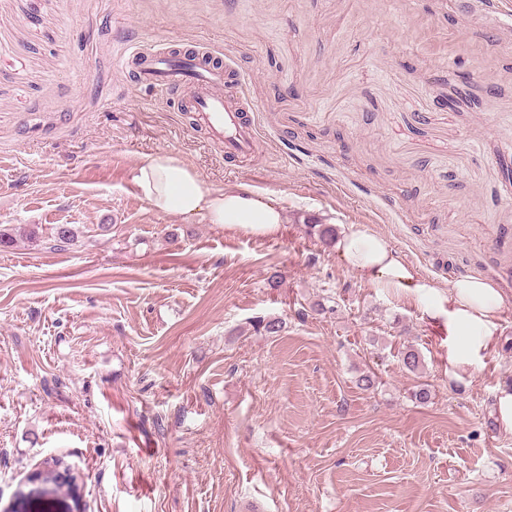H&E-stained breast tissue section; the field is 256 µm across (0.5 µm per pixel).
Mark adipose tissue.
Returning a JSON list of instances; mask_svg holds the SVG:
<instances>
[{"label": "adipose tissue", "mask_w": 512, "mask_h": 512, "mask_svg": "<svg viewBox=\"0 0 512 512\" xmlns=\"http://www.w3.org/2000/svg\"><path fill=\"white\" fill-rule=\"evenodd\" d=\"M134 180L141 196L160 213L198 217L255 236L274 235L285 222L282 209L265 194L245 185L212 188L184 160L171 154L145 156ZM337 250L351 271L373 285L413 293L423 287L414 269L397 256L383 235L352 228L342 233ZM503 308L501 292L474 275L451 279L447 290L436 293L434 310L448 320L451 364H467L471 354L499 335Z\"/></svg>", "instance_id": "adipose-tissue-1"}]
</instances>
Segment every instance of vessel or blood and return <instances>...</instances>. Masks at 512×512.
Here are the masks:
<instances>
[{"instance_id":"1","label":"vessel or blood","mask_w":512,"mask_h":512,"mask_svg":"<svg viewBox=\"0 0 512 512\" xmlns=\"http://www.w3.org/2000/svg\"><path fill=\"white\" fill-rule=\"evenodd\" d=\"M121 69L133 70L138 83L165 92H185L184 108L212 142L222 144L227 156L251 157L258 134L254 110L244 96H225L224 64L215 56L167 48L148 53L134 47L119 59Z\"/></svg>"}]
</instances>
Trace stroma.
Returning <instances> with one entry per match:
<instances>
[{
  "mask_svg": "<svg viewBox=\"0 0 512 512\" xmlns=\"http://www.w3.org/2000/svg\"><path fill=\"white\" fill-rule=\"evenodd\" d=\"M502 3L0 0V512H25L19 489L52 498L30 476L57 459L84 512H512ZM200 45L256 107L251 160L118 66ZM158 152L286 223L261 238L155 211L134 175ZM312 218L386 236L434 289L491 281L496 343L450 364L430 296L359 278ZM60 224L78 239L58 249ZM269 317L278 335L256 331Z\"/></svg>",
  "mask_w": 512,
  "mask_h": 512,
  "instance_id": "35a3bbf8",
  "label": "stroma"
}]
</instances>
